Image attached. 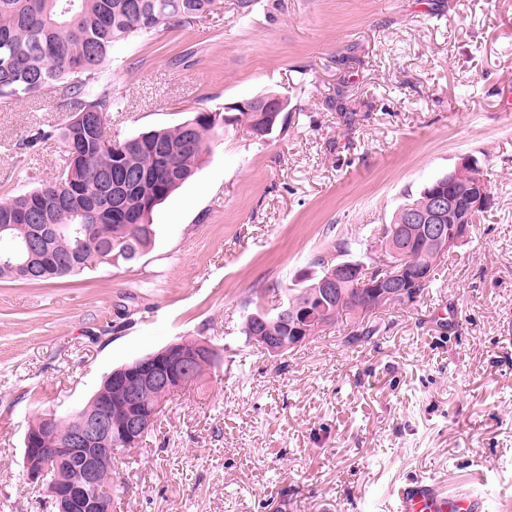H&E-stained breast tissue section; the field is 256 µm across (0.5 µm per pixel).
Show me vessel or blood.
<instances>
[{"label": "vessel or blood", "instance_id": "1", "mask_svg": "<svg viewBox=\"0 0 512 512\" xmlns=\"http://www.w3.org/2000/svg\"><path fill=\"white\" fill-rule=\"evenodd\" d=\"M396 512H491L489 497L468 492L445 495L434 483L420 479L394 491Z\"/></svg>", "mask_w": 512, "mask_h": 512}]
</instances>
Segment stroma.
I'll return each mask as SVG.
<instances>
[{"instance_id":"stroma-1","label":"stroma","mask_w":512,"mask_h":512,"mask_svg":"<svg viewBox=\"0 0 512 512\" xmlns=\"http://www.w3.org/2000/svg\"><path fill=\"white\" fill-rule=\"evenodd\" d=\"M239 0L118 47L101 81L122 98L113 137L264 95L265 140L225 127L156 207L152 244L47 284L0 281V512H48L22 476L40 414L83 406L112 369L192 336L223 354L118 452L112 512H388L427 477L512 512V0ZM59 94L0 104V201L56 178ZM494 204L415 304L380 336L331 327L270 357L241 333L337 242L390 223L461 159Z\"/></svg>"}]
</instances>
